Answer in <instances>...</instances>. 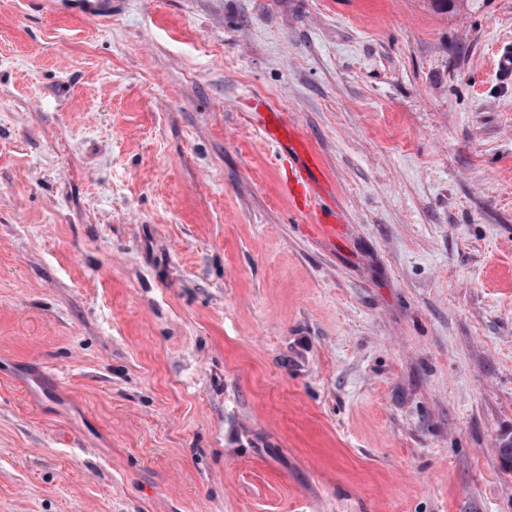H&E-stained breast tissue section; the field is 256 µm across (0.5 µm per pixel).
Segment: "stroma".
Returning <instances> with one entry per match:
<instances>
[{
	"instance_id": "stroma-1",
	"label": "stroma",
	"mask_w": 512,
	"mask_h": 512,
	"mask_svg": "<svg viewBox=\"0 0 512 512\" xmlns=\"http://www.w3.org/2000/svg\"><path fill=\"white\" fill-rule=\"evenodd\" d=\"M76 3L0 0V512H512V0ZM265 133L277 145L288 147V194L298 207L310 214L316 224L314 228L323 236L336 237V224L322 211L320 183L311 181L308 172L321 167L317 155L305 142L291 131L279 112H270ZM289 160H291L289 164Z\"/></svg>"
}]
</instances>
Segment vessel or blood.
<instances>
[{
	"instance_id": "vessel-or-blood-1",
	"label": "vessel or blood",
	"mask_w": 512,
	"mask_h": 512,
	"mask_svg": "<svg viewBox=\"0 0 512 512\" xmlns=\"http://www.w3.org/2000/svg\"><path fill=\"white\" fill-rule=\"evenodd\" d=\"M265 133L276 144L288 149L290 164L287 183L290 197L301 210L312 216L318 233L329 238L335 237L334 221L328 218L321 208L320 185L308 177L309 171L320 167L317 155L288 128L280 113H272Z\"/></svg>"
}]
</instances>
